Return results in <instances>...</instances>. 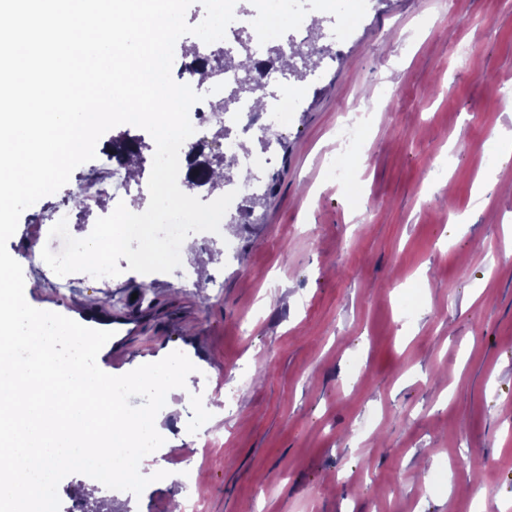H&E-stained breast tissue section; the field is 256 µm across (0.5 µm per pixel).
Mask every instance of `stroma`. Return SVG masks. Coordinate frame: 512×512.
I'll return each mask as SVG.
<instances>
[{
  "label": "stroma",
  "mask_w": 512,
  "mask_h": 512,
  "mask_svg": "<svg viewBox=\"0 0 512 512\" xmlns=\"http://www.w3.org/2000/svg\"><path fill=\"white\" fill-rule=\"evenodd\" d=\"M363 15L352 33L319 25L315 72L273 120L276 159L250 167L271 195L188 237L201 262L238 247L206 279L124 259L106 284L60 279L41 260L63 248L58 208L72 237L91 233L73 192L110 169L111 133L22 213L7 249L39 284L30 304L141 315L121 363L98 355L104 372L175 350L196 367L139 465L192 472L196 489L168 477L137 496L74 473L59 512H87L91 485L102 512L190 496L198 512H512V156L497 149L512 142V0H375ZM355 110L371 121L345 156L335 128Z\"/></svg>",
  "instance_id": "stroma-1"
}]
</instances>
